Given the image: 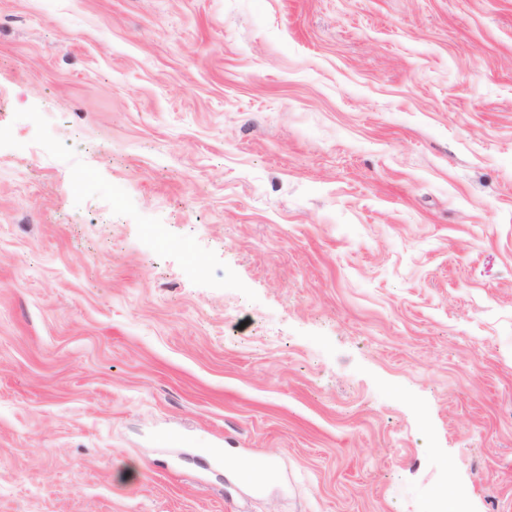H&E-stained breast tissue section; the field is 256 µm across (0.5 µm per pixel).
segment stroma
Returning <instances> with one entry per match:
<instances>
[{"instance_id": "obj_1", "label": "stroma", "mask_w": 512, "mask_h": 512, "mask_svg": "<svg viewBox=\"0 0 512 512\" xmlns=\"http://www.w3.org/2000/svg\"><path fill=\"white\" fill-rule=\"evenodd\" d=\"M451 484L512 512V0H0V512Z\"/></svg>"}]
</instances>
